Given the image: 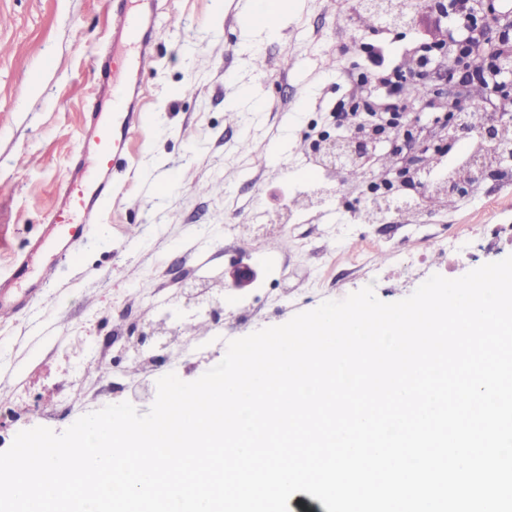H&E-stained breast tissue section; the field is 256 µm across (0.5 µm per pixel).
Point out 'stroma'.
<instances>
[{
	"label": "stroma",
	"instance_id": "stroma-1",
	"mask_svg": "<svg viewBox=\"0 0 512 512\" xmlns=\"http://www.w3.org/2000/svg\"><path fill=\"white\" fill-rule=\"evenodd\" d=\"M251 0H159L163 34L151 46L152 68L139 76V98L148 115L135 135L127 162L114 172L116 202L93 226L76 261L60 265L53 280L21 317L0 321V452L22 430L44 426L61 432L85 405L103 408L132 401L146 413L152 397H132L140 382L155 386L175 373L193 381L225 352L193 351L199 330L185 333L173 359L158 364L151 379L120 360V348L104 339L130 336L158 303L176 306L184 288L205 286L235 262H255L261 276L253 292L225 299L227 339L281 325L295 314L340 300L362 288L354 277L341 287L320 288L270 305L259 318H236L239 302L252 294L268 297L285 263L328 268L340 244H372L385 253L374 268L377 297L395 302L428 277L454 279L512 254V235L484 234V252L442 260L425 247L419 269L399 265L389 250L407 246L397 214L388 226L363 224L358 212L370 195L368 177L333 186L332 210L295 211L297 230L284 231L273 245L225 246L229 227L255 224L293 198L317 186L305 159L325 136L341 134L334 119L339 101L360 96L356 80L372 54L388 70L439 25L424 13L407 32L369 31L352 22L345 0H281L286 16L279 32L235 24ZM0 276H8L17 255L40 240L53 202L64 184L89 112L99 106L93 71L111 52V0H0ZM256 48L270 62L301 60L298 72L280 77L255 73L246 61ZM287 133L294 154L269 160L271 145ZM251 138L249 153L238 143ZM202 184L217 192L199 193ZM428 231L449 225H512V181H484L469 197L419 218Z\"/></svg>",
	"mask_w": 512,
	"mask_h": 512
}]
</instances>
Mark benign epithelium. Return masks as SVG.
Listing matches in <instances>:
<instances>
[{
	"mask_svg": "<svg viewBox=\"0 0 512 512\" xmlns=\"http://www.w3.org/2000/svg\"><path fill=\"white\" fill-rule=\"evenodd\" d=\"M423 11L441 17L457 13L456 0H413L407 21L398 30L411 29ZM473 15L480 25L460 18L459 30H440L432 43L438 54L428 57L427 44L416 48L405 62L406 78L401 95L405 101L391 104L369 87L362 111L385 108L402 113L404 129L375 138L359 135L356 125L333 139L320 141L318 150L327 161L345 171L353 166L388 184L426 198L438 191L448 197H465L483 181L512 167V0H475ZM427 89L424 96L418 95ZM482 92L485 103L482 119L475 123L471 112L475 91ZM493 141L498 152L490 161L477 155L464 167L443 180L430 177V161L448 149L472 139ZM258 268L239 263L224 271L219 287L205 291L189 290L183 304L163 319L147 321L138 333L137 343L151 340L162 350L175 346L182 337V327L200 318L213 326L224 321V297L254 286Z\"/></svg>",
	"mask_w": 512,
	"mask_h": 512,
	"instance_id": "7a95c632",
	"label": "benign epithelium"
}]
</instances>
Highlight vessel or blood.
<instances>
[{
    "label": "vessel or blood",
    "instance_id": "b4317fda",
    "mask_svg": "<svg viewBox=\"0 0 512 512\" xmlns=\"http://www.w3.org/2000/svg\"><path fill=\"white\" fill-rule=\"evenodd\" d=\"M115 24L127 45L105 58L98 82L112 105L92 113L83 130L79 151L64 186L59 191L52 220L45 232L52 243L54 263L75 259L85 233L99 223L103 211L117 192L112 171L123 161L134 132L145 123L136 89L129 83L150 66V47L160 32L141 11L120 9ZM46 273H34L31 255L18 257L8 280H0V320L12 319L28 308L46 286Z\"/></svg>",
    "mask_w": 512,
    "mask_h": 512
}]
</instances>
